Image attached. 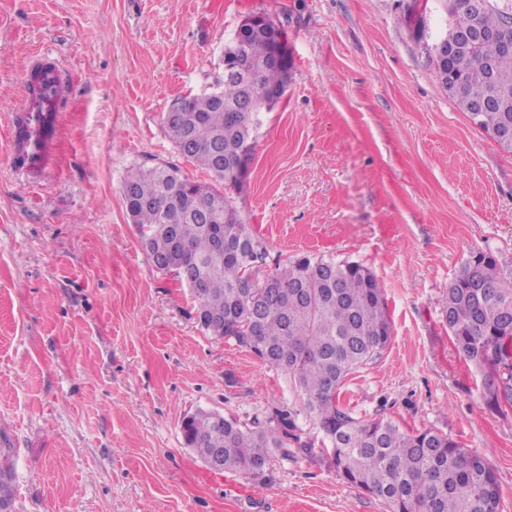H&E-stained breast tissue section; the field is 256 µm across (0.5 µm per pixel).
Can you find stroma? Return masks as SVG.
<instances>
[{"instance_id":"obj_1","label":"stroma","mask_w":512,"mask_h":512,"mask_svg":"<svg viewBox=\"0 0 512 512\" xmlns=\"http://www.w3.org/2000/svg\"><path fill=\"white\" fill-rule=\"evenodd\" d=\"M255 14L284 28L292 59L230 193L267 249L262 273L306 254L369 268L392 338L341 400L483 456L512 512V407L487 404L484 371L441 313L471 252L512 262V151L437 78L440 0H0V444L13 512H388L321 454L273 452L260 484L210 470L181 432L200 410L248 424L300 408L287 375L201 328L121 192L154 160L206 180L161 116L212 86ZM47 49L71 93L56 168L34 185L9 164L7 116Z\"/></svg>"}]
</instances>
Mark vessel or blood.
<instances>
[{"mask_svg":"<svg viewBox=\"0 0 512 512\" xmlns=\"http://www.w3.org/2000/svg\"><path fill=\"white\" fill-rule=\"evenodd\" d=\"M32 90L26 91L10 117L8 150L13 166L34 179L52 165L53 145L67 85L61 66L40 59Z\"/></svg>","mask_w":512,"mask_h":512,"instance_id":"b4317fda","label":"vessel or blood"}]
</instances>
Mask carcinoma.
Returning <instances> with one entry per match:
<instances>
[{"instance_id":"obj_1","label":"carcinoma","mask_w":512,"mask_h":512,"mask_svg":"<svg viewBox=\"0 0 512 512\" xmlns=\"http://www.w3.org/2000/svg\"><path fill=\"white\" fill-rule=\"evenodd\" d=\"M258 19L261 30L238 31L224 53L226 64L246 61L249 75L218 77L211 90L175 101L181 120L161 117L178 154L211 182L191 181L169 163L128 171L122 194L142 246L158 270L175 273L191 289L205 331L288 375L306 416L330 444L320 453L348 483L381 498L389 512H500L496 474L484 457L430 429L409 434L391 420L360 419L340 401L349 376L391 338L382 287L368 268L304 256L258 279L265 247L224 192L241 188L239 166L252 159L261 114L288 87L292 62L271 61L272 41L285 37L284 30L266 15ZM477 21L486 29L512 21V0H487ZM486 62L512 78V54L494 41L450 64L434 60L443 86L459 83L449 94L457 107L511 151L499 134L512 126V112L488 103ZM442 314L458 352L489 371L487 403L512 405V264L471 254L444 291ZM181 431L203 462L255 482L268 479L275 450L287 457L314 454L290 412L247 425L198 411L183 420ZM13 478L9 452L0 448V504L9 508Z\"/></svg>"}]
</instances>
